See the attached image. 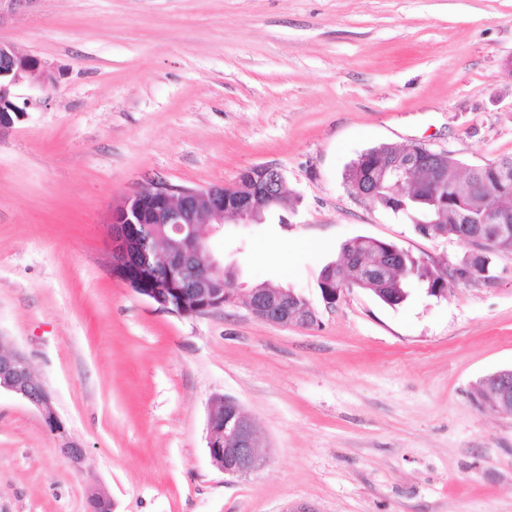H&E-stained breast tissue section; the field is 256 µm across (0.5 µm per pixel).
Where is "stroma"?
Returning a JSON list of instances; mask_svg holds the SVG:
<instances>
[{
	"label": "stroma",
	"mask_w": 512,
	"mask_h": 512,
	"mask_svg": "<svg viewBox=\"0 0 512 512\" xmlns=\"http://www.w3.org/2000/svg\"><path fill=\"white\" fill-rule=\"evenodd\" d=\"M0 39L61 69L0 136V334L89 450L73 469L1 392L0 512H88L95 485L112 512H512V416L471 398L512 368V253L490 283L396 307L317 286L355 237L466 252L344 173L382 144L512 156V0H32ZM266 164L295 204L225 222L224 263L301 294L315 326L176 316L113 276V201ZM216 396L253 419L259 471L212 466Z\"/></svg>",
	"instance_id": "stroma-1"
}]
</instances>
